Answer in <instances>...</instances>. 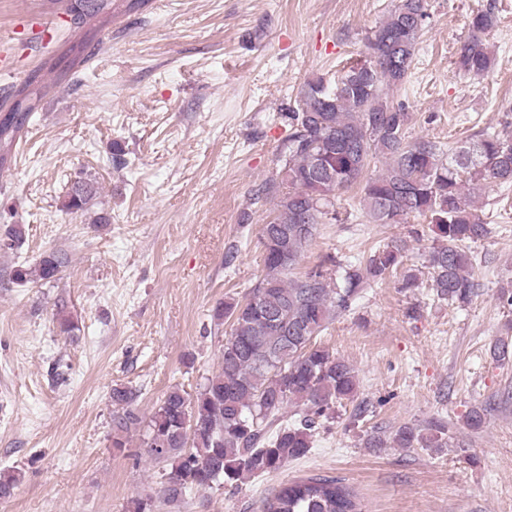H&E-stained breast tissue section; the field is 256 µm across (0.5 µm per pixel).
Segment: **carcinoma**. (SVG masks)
Returning <instances> with one entry per match:
<instances>
[{
  "mask_svg": "<svg viewBox=\"0 0 512 512\" xmlns=\"http://www.w3.org/2000/svg\"><path fill=\"white\" fill-rule=\"evenodd\" d=\"M429 18L428 0H397L385 20L365 37L362 57L333 80L318 75L307 81L288 112L290 133L277 176L265 190L276 195L275 216L261 227L262 273L240 299L213 310L229 327L219 369L195 394L171 387L148 421L135 412L136 393L112 389L117 407L112 447H129L124 433L144 425L140 447L166 466L160 498L170 503L193 489L233 485L247 477L280 470L313 448L321 421L354 401L358 378L345 359L317 344V337L351 310L363 288L401 271V287H419L415 269L406 266L403 249L388 244L337 271L318 265L293 273L325 218L337 220L336 192L360 180L362 206L371 224H396L414 214L432 224L436 246L427 263L436 296L468 304L477 294L471 259L463 245L490 234L476 205V192L494 184L512 185V127L443 149L437 143L406 140L409 114L393 103L390 91L408 76L416 46ZM493 8L470 15L468 35L454 64L465 74L488 71L492 57L485 36L495 25ZM0 121V148L10 150L33 113H13ZM380 155L385 167L365 177ZM95 183L79 180L66 208L85 209ZM22 230L0 236V250H15ZM65 264L57 251L43 255L33 268L19 266V283L55 279ZM291 403L304 406L288 421ZM392 442L398 448H444L448 426L431 422L403 425ZM261 512H362L356 492L342 479L325 475L298 477L262 500Z\"/></svg>",
  "mask_w": 512,
  "mask_h": 512,
  "instance_id": "obj_1",
  "label": "carcinoma"
}]
</instances>
